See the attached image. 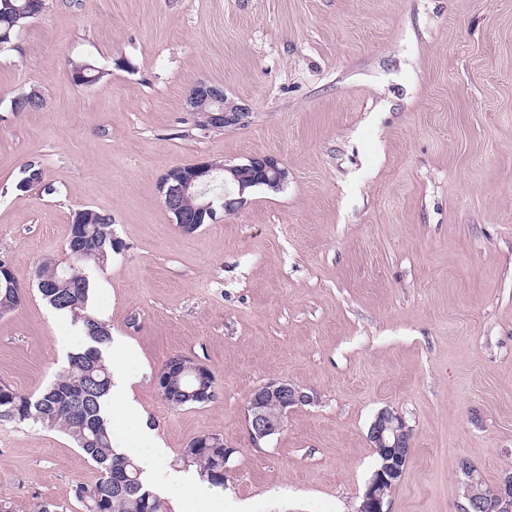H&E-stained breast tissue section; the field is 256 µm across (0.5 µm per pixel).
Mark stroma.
I'll return each mask as SVG.
<instances>
[{
    "label": "stroma",
    "mask_w": 512,
    "mask_h": 512,
    "mask_svg": "<svg viewBox=\"0 0 512 512\" xmlns=\"http://www.w3.org/2000/svg\"><path fill=\"white\" fill-rule=\"evenodd\" d=\"M102 71L75 85L70 65ZM199 81L243 124L201 129ZM38 89L43 109L13 111ZM272 154L277 191L194 234L161 177ZM41 186L18 191L27 164ZM123 243L88 273L91 309L132 347L130 388L179 468L188 443L233 448L224 497L251 512H357L382 409L413 447L391 512H456L471 476L512 474V0H49L0 52V256L25 300L0 317V381L37 393L66 363L70 321L34 272L63 258L73 214ZM183 354L214 398L174 410L154 377ZM313 396L252 447L250 393ZM99 476L61 431L0 424V497L81 512Z\"/></svg>",
    "instance_id": "1"
}]
</instances>
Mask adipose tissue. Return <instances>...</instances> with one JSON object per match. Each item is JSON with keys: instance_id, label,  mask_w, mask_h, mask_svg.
Here are the masks:
<instances>
[{"instance_id": "obj_1", "label": "adipose tissue", "mask_w": 512, "mask_h": 512, "mask_svg": "<svg viewBox=\"0 0 512 512\" xmlns=\"http://www.w3.org/2000/svg\"><path fill=\"white\" fill-rule=\"evenodd\" d=\"M112 361L113 383L106 400L105 416L122 424L132 437L133 454L144 472H151L164 459L162 448L149 419L133 401L124 375L136 362L133 350L115 344L108 351ZM168 496L177 504L178 512H246L242 505L226 503L223 492L200 480L197 472L178 470L168 476Z\"/></svg>"}]
</instances>
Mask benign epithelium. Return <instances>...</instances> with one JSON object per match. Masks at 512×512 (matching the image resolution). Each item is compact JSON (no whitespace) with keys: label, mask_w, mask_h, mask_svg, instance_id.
<instances>
[{"label":"benign epithelium","mask_w":512,"mask_h":512,"mask_svg":"<svg viewBox=\"0 0 512 512\" xmlns=\"http://www.w3.org/2000/svg\"><path fill=\"white\" fill-rule=\"evenodd\" d=\"M187 110L201 112L209 127L213 129L237 125L245 116L244 108L230 102L224 89L204 81L195 83L186 98ZM250 168L259 175L258 183L271 190L280 189L288 179V171L280 160L272 155H258L249 159ZM240 166L216 165L210 160L191 165H177L168 170L160 184V193L165 208L177 215L178 229L185 234L195 233L202 216H216L215 199L205 195L203 186L224 174V182L239 179ZM198 204L192 213L186 214L182 207L188 200ZM175 367L195 376L199 386L192 396L208 402L214 395V386L209 378L214 376L205 363L182 355H175ZM312 397L287 380H270L256 388L246 405V423L250 443L259 448L261 444L278 434L284 427L288 413L298 405L308 404ZM374 448H383L382 465L369 480L359 512H389L385 508L387 495L384 483L391 481L398 472L397 464L403 461L405 452L411 448L410 433L403 418L388 409L377 413L368 430ZM492 507L494 512H512V476L496 487Z\"/></svg>","instance_id":"1"}]
</instances>
